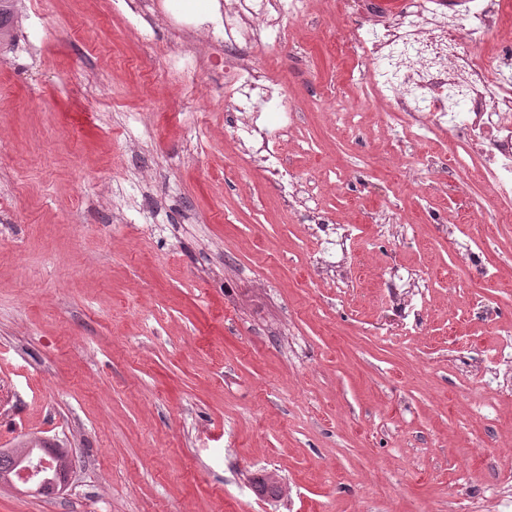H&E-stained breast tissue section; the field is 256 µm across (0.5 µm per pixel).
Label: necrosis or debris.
<instances>
[{"mask_svg": "<svg viewBox=\"0 0 512 512\" xmlns=\"http://www.w3.org/2000/svg\"><path fill=\"white\" fill-rule=\"evenodd\" d=\"M362 3L366 19L350 31L345 46L366 63L370 89L386 95L404 128H414L417 138L446 129L463 147L480 153V162L471 165L461 161L452 167L439 160V180L451 173L463 181L475 177L489 186L495 199L511 201L512 64L496 55L465 51L462 39L495 35L512 10V0H471L461 16L448 13L443 0H404L389 16L377 0ZM309 11L310 0H226L221 25L179 31L178 53L170 57L169 66H203L196 48L200 38L240 48L286 38L281 14L298 19ZM224 83L233 95L226 111L241 146L257 167L274 177L285 205L299 209L297 179L261 123L263 105L273 100L287 122H294L287 86L268 82L264 71L242 56L225 57Z\"/></svg>", "mask_w": 512, "mask_h": 512, "instance_id": "1", "label": "necrosis or debris"}]
</instances>
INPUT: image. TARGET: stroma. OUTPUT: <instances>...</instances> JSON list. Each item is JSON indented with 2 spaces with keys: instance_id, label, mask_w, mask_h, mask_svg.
<instances>
[{
  "instance_id": "35a3bbf8",
  "label": "stroma",
  "mask_w": 512,
  "mask_h": 512,
  "mask_svg": "<svg viewBox=\"0 0 512 512\" xmlns=\"http://www.w3.org/2000/svg\"><path fill=\"white\" fill-rule=\"evenodd\" d=\"M156 7L21 0L0 52V448L76 466L0 512H512V223L475 241L485 186L435 189L456 138L390 142L330 42L358 0H313L253 51L338 228L313 233L225 126L223 72H167L220 0Z\"/></svg>"
}]
</instances>
